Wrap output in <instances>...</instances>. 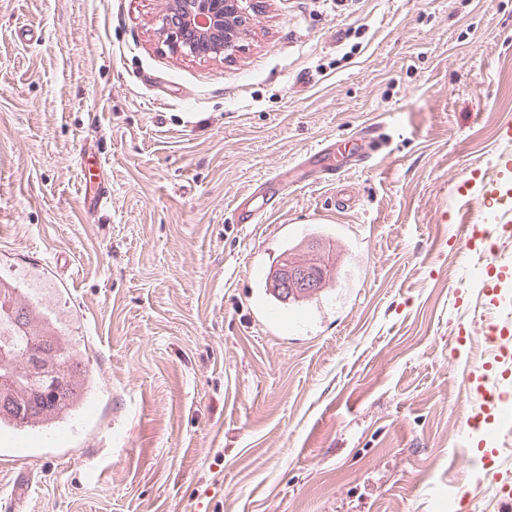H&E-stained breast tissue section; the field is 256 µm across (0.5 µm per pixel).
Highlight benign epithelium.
Instances as JSON below:
<instances>
[{
	"mask_svg": "<svg viewBox=\"0 0 512 512\" xmlns=\"http://www.w3.org/2000/svg\"><path fill=\"white\" fill-rule=\"evenodd\" d=\"M259 0H169L156 21L164 44L173 54L198 59L222 57L237 47L244 26L254 16ZM280 282L293 288L316 285L318 273L305 269L297 273L290 264L280 269ZM24 364L36 384L37 393L47 399L55 395L63 377L48 362L45 347L33 345Z\"/></svg>",
	"mask_w": 512,
	"mask_h": 512,
	"instance_id": "1",
	"label": "benign epithelium"
}]
</instances>
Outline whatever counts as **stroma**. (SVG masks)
I'll return each mask as SVG.
<instances>
[{"label": "stroma", "mask_w": 512, "mask_h": 512, "mask_svg": "<svg viewBox=\"0 0 512 512\" xmlns=\"http://www.w3.org/2000/svg\"><path fill=\"white\" fill-rule=\"evenodd\" d=\"M164 0H0V276L67 320L88 415L0 450V512H501L466 423L482 354L458 253L512 118V0H262L226 57ZM381 129L335 183L303 163ZM95 143L111 201L89 215ZM276 174L262 224L227 223ZM330 250L319 300L266 279Z\"/></svg>", "instance_id": "stroma-1"}]
</instances>
